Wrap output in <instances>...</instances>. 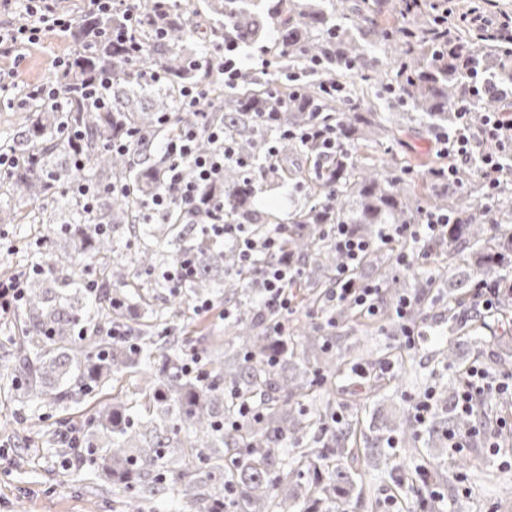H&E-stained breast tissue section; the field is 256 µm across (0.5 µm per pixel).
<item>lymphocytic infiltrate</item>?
I'll use <instances>...</instances> for the list:
<instances>
[{
  "label": "lymphocytic infiltrate",
  "mask_w": 512,
  "mask_h": 512,
  "mask_svg": "<svg viewBox=\"0 0 512 512\" xmlns=\"http://www.w3.org/2000/svg\"><path fill=\"white\" fill-rule=\"evenodd\" d=\"M21 6L27 17L26 24L0 30V49L4 52H11L12 48L24 42L37 43L47 32L64 37L71 35L75 20L71 15L58 11L54 0H21ZM488 87V82H477L471 87L469 96L455 103L456 123L451 130L435 134L434 146L439 155L448 159L447 167L438 169V176L452 179L460 168L478 169L485 180L483 204L490 207L500 191L497 175L503 171L506 162L512 161V119L492 112L486 115L480 128L472 127L469 119L472 107ZM198 137V128L188 126L167 141V165L163 172L165 188L146 202L142 210L144 223H161L175 206L194 212L199 203L201 185L223 177L225 166L246 168V161L239 157L234 144L225 138L222 128L214 127L209 131V137L216 145L213 152H198ZM188 168L193 171L189 177L184 174ZM208 211V220L200 227L202 235L234 250L242 266H252L262 254L275 256V263L261 268L255 286L260 290L263 309L278 316L276 335H285L292 310L289 288L303 274L300 263L284 253L279 231L273 229L259 237L251 224L225 223L224 205L220 202L211 203ZM328 233L337 252L345 259L336 270L334 286L326 298L328 308L350 305L362 313L374 315L379 311L381 290L378 285L358 280L355 270L370 253L385 248L391 250L398 270L424 269L431 256V244L448 234V215L427 211L417 224H384L373 239L360 236L349 224L329 225ZM399 240L409 242V249L394 251L393 245ZM413 305V298L407 295L398 297L392 304L393 333L399 344L411 350L421 346L427 336L425 324L413 317ZM508 400L512 401V372H498L482 362L472 364L461 378L454 402L455 411L470 418L471 426L463 436L449 433L452 447L461 448L469 438L483 437L488 453L501 464L511 467L512 441L503 440L501 434L505 431L512 433V424L498 419L495 431L491 432L478 415L479 408Z\"/></svg>",
  "instance_id": "lymphocytic-infiltrate-1"
}]
</instances>
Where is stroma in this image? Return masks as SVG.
<instances>
[{
    "label": "stroma",
    "mask_w": 512,
    "mask_h": 512,
    "mask_svg": "<svg viewBox=\"0 0 512 512\" xmlns=\"http://www.w3.org/2000/svg\"><path fill=\"white\" fill-rule=\"evenodd\" d=\"M22 63L10 56H0V150L12 148L15 133L27 115L26 99L31 90L43 82L54 70L57 60L71 57V41L53 34L42 36L40 43L23 44L18 48ZM366 63H358L350 71L347 81L353 89V98L362 107L378 112L379 126L366 130L352 149L365 164H391L392 172L404 175V188L415 199L421 210H428L425 172L438 165L433 137L424 127L404 122L399 105L393 103L384 85L366 80ZM255 207L260 212L287 220L289 212L306 204L305 192L293 191L282 181L278 171L263 170L256 179ZM35 209L33 203L18 200L8 193L0 194V276L25 271L38 258L35 237L28 221ZM469 251L455 254H432L430 271L402 272L389 269L388 279H381L376 267L362 265L357 270L360 279L380 284L382 314L374 321L362 320L368 331L367 339H359L356 331L346 324H336L331 333L334 345L331 356L351 354L352 364L369 365L388 357L396 345L391 335L387 310L395 293L412 297L428 295L424 315L429 320L430 340L421 350L411 352L404 365L398 366L395 379L380 396L363 400L352 379L326 384L305 401L308 413H315L323 400H331L344 416L355 414L356 404L373 413L375 423L393 418L408 405L410 396L427 389L444 391L457 375L456 366H450L443 348L448 339L442 331L448 308L445 290L449 279L462 271H469ZM397 284H390V277ZM232 295L214 301L211 310L199 314L188 308L173 310L168 290H161L156 308L174 312L171 324L174 332L184 326L194 331L222 332L225 321L222 314L233 307ZM480 341L462 339L458 351L459 364H470L475 359L498 363L500 368L512 370V322L503 317L489 320L480 331ZM56 425L45 409L29 403L20 404L0 390V512H112V494L94 495L89 486L95 485L93 475L60 466L57 444L53 437ZM397 454L410 457L412 464L429 462L440 465L448 474V512H512V468L501 467L484 449L468 448L464 454L470 461L465 482H458L457 458L447 443L429 439L427 433L416 436L413 447L397 446Z\"/></svg>",
    "instance_id": "1"
}]
</instances>
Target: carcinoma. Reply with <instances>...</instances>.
<instances>
[{
	"instance_id": "carcinoma-1",
	"label": "carcinoma",
	"mask_w": 512,
	"mask_h": 512,
	"mask_svg": "<svg viewBox=\"0 0 512 512\" xmlns=\"http://www.w3.org/2000/svg\"><path fill=\"white\" fill-rule=\"evenodd\" d=\"M144 47L143 63L131 60L124 49L96 37L118 24L122 15H89L71 36L74 53L69 81L75 87L101 71L111 74L108 107L99 112L84 106L71 91L64 111L47 104L31 111L20 128L17 151L27 157L6 175L19 199L39 204L32 221L44 226L40 239L43 271L24 282L21 336L14 342L11 387L15 400L35 401L63 412L99 395L107 382L124 373L141 374L134 396L111 403L99 401L83 421H56L74 430V439L63 456L64 469H86L103 476L121 494L123 512L145 508L175 493L182 512H336V504L354 490L364 468L383 466L398 495L417 496L439 489L446 476L429 463L409 468L406 460L384 448L388 436L402 441L416 438L412 414L384 425L372 438H359V419L334 429L325 427L333 411L306 416L301 400L311 396L314 372L336 379L345 374L344 360H322L329 337L317 328H299L298 340L280 344L269 335L274 314L260 308L248 291L261 264L239 266L237 255L216 245L194 229L208 220L201 209L190 216L174 209L158 234L151 224H140L142 205L164 188V158L156 143L169 139L181 126L202 122L224 127L239 154L259 160L267 145L255 123V113L276 112L285 127L299 128L319 112L336 126L339 141L348 146L375 125V112L346 103L341 92L325 97L319 83L303 89L290 86L273 95L268 86L243 84L229 89L217 68L197 70L224 47V36L237 35L251 45L276 34L278 57L294 67L307 59L323 58L322 78L342 81L345 63L362 62L366 52L379 45L395 46L394 69L404 66L410 79L399 91L407 106V119L428 129L451 128L456 120L453 104L466 96L474 73L489 76L499 88L512 86V50L477 40L459 29L453 37L468 48L464 67L430 40L431 21L424 12L404 16L394 29H384L363 10L346 0H138ZM164 27L163 37L156 29ZM160 71L162 82L151 84L143 68ZM205 84L220 106L201 118L180 107L181 89ZM505 101L498 94L481 96L473 109L475 118L500 111ZM68 123L82 132L71 144L59 139L58 129ZM135 137L129 150L114 153L106 144L129 133ZM82 155L86 167L77 169L72 156ZM87 181L100 188L125 187L121 194L104 193L93 212L85 210L73 184ZM402 180L384 168L364 167L352 153L339 152L316 176L309 189L312 201L292 214L283 225L285 252L305 261L314 258L315 270L307 274L311 287L324 288L315 271H332L342 262L327 224H352L362 236L372 237L380 224H409L414 219L411 201L402 193ZM433 208L450 216L448 239L433 246L440 251L462 245L473 247L476 272L500 273L504 287L512 283V206L483 208L477 196L483 187L461 172L458 181L429 180ZM200 193L224 201V220H245L259 236L267 233L268 219L255 208L256 185L237 167L224 169V181L207 184ZM128 224L139 230L144 245L122 258L113 245L115 228ZM500 231L487 235L483 225ZM59 231L71 242L72 252L52 250L51 234ZM190 254L197 265L192 283L174 295L178 306L195 304L229 289L238 296L236 319L224 330V351L205 350L206 378L183 374L182 361L195 350L191 336L181 339L158 330L152 300L164 285L144 286L142 276L166 261ZM94 268L97 288L85 287L83 271ZM448 305V332L466 335L487 326L484 318H464L460 305L466 294L453 296ZM127 326L130 341L112 340V323ZM281 349L279 365L266 359ZM251 353L245 359V353ZM229 387L242 398L263 407V417L238 429L224 428L235 413ZM468 423L453 411L435 422L432 434L463 431ZM327 435L326 450L302 448L288 457L284 444L303 443L316 432ZM364 447H358L359 443Z\"/></svg>"
}]
</instances>
